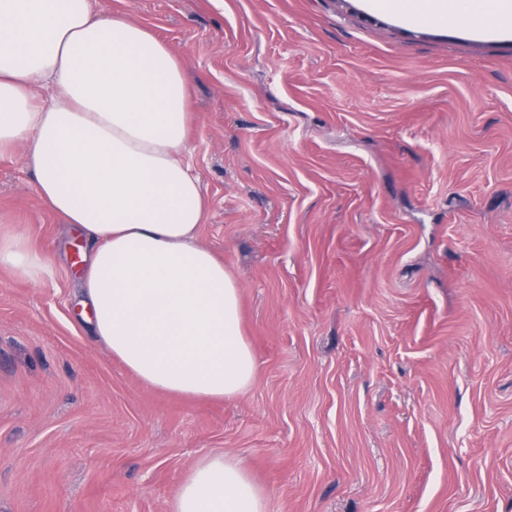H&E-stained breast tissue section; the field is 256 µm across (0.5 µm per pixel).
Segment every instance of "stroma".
I'll return each instance as SVG.
<instances>
[{"label": "stroma", "mask_w": 512, "mask_h": 512, "mask_svg": "<svg viewBox=\"0 0 512 512\" xmlns=\"http://www.w3.org/2000/svg\"><path fill=\"white\" fill-rule=\"evenodd\" d=\"M96 6L193 77L200 239L258 369L224 401L141 383L82 316L80 236L0 156V212L57 267L0 268V512H169L214 454L268 512H512V33L363 0Z\"/></svg>", "instance_id": "obj_1"}]
</instances>
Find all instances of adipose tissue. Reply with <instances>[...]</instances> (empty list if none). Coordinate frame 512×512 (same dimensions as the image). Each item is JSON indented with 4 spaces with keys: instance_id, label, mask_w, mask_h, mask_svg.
I'll return each instance as SVG.
<instances>
[{
    "instance_id": "obj_1",
    "label": "adipose tissue",
    "mask_w": 512,
    "mask_h": 512,
    "mask_svg": "<svg viewBox=\"0 0 512 512\" xmlns=\"http://www.w3.org/2000/svg\"><path fill=\"white\" fill-rule=\"evenodd\" d=\"M422 25L512 30V0H364ZM192 76L145 25L94 0H0V155L23 163L51 214L86 246L92 332L146 385L235 398L255 355L236 280L199 240L209 203L186 161ZM39 285L51 256L0 214V268ZM171 512H267L234 458L202 459Z\"/></svg>"
}]
</instances>
